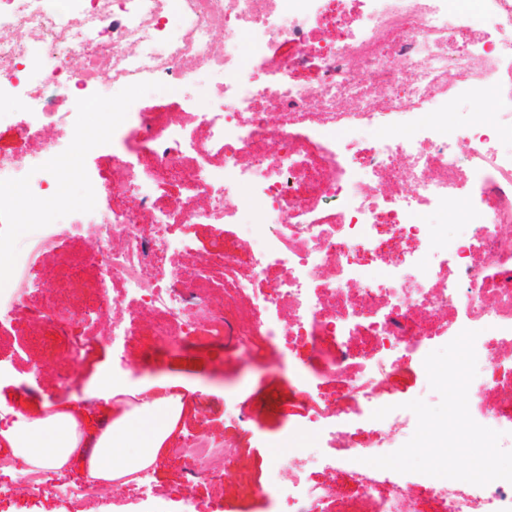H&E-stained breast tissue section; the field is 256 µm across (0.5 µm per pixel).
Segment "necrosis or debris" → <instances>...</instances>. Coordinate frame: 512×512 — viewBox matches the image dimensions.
Wrapping results in <instances>:
<instances>
[{"mask_svg":"<svg viewBox=\"0 0 512 512\" xmlns=\"http://www.w3.org/2000/svg\"><path fill=\"white\" fill-rule=\"evenodd\" d=\"M0 0V118L24 109L36 152L0 151V324L23 304L41 253L89 236L101 275V323L92 336L119 361L139 317L177 322L162 345L207 335L249 348L254 338L289 352L325 340L324 374L344 393L315 391L298 370L289 414L315 422L320 443L271 456L265 491L282 512H331L344 478L376 512H512V483L478 486L367 465L417 427L397 409L367 444L337 430V416L385 400L405 364L423 361L446 319L474 330L477 390L512 347V0ZM323 32L309 36L311 28ZM114 90L100 121L102 88ZM199 88L204 109L187 131L177 115L141 111L147 89ZM67 100L65 111L48 97ZM491 100L490 117L448 112ZM129 135L138 164L100 179L73 148ZM467 162H460V154ZM78 189L58 222L42 200L60 182ZM170 182L179 193L160 204ZM258 208L245 216L238 198ZM461 231H450L453 223ZM245 224L251 270L235 291L269 313L255 335L230 338L223 313L196 284L205 268L180 257L197 224ZM381 268L382 278L371 277ZM248 433L204 434L179 449L191 477L223 481ZM321 481H312L315 471ZM52 487L73 512L95 491L45 469L0 473V495Z\"/></svg>","mask_w":512,"mask_h":512,"instance_id":"1","label":"necrosis or debris"}]
</instances>
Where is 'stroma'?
Returning <instances> with one entry per match:
<instances>
[{
  "label": "stroma",
  "instance_id": "35a3bbf8",
  "mask_svg": "<svg viewBox=\"0 0 512 512\" xmlns=\"http://www.w3.org/2000/svg\"><path fill=\"white\" fill-rule=\"evenodd\" d=\"M139 154V145L132 141L113 147H79L74 152L91 173L104 179L112 176L114 156L133 163ZM188 234L193 248L182 255V263L193 266L210 260L209 279L215 284L211 291L213 307L228 316L234 327L252 331L254 324L265 321L267 315L262 311L248 317L236 314L231 293L233 279L225 275L216 258L223 250L235 252L240 265H247V254L238 251L237 226L199 224L189 229ZM91 247V240L85 237L62 238L54 251L41 256L38 264L39 277L53 282L52 298L66 311L67 323L54 328L36 322L32 311L44 295L33 289L12 321L0 328V362L5 365L0 371V408L27 415L49 399L58 403L77 402L91 422L106 413L108 404L98 397L97 389L112 368L109 344H93L77 368L67 356L68 349L82 339L86 313L96 309L95 284L100 270L86 262ZM175 328V322L161 310L138 321L128 346V355L134 362L128 376L136 383L170 380L190 386L205 395L208 418L199 421L195 400L186 401L175 429L164 443L167 459L153 475L155 494L141 504V512H173V497L180 492L192 494L204 504L222 507L224 512H279L278 504L262 491L272 446L288 434L293 435L295 446L315 445L312 423L288 419L282 411L297 388L293 368L298 365L314 374L324 393L342 392V382L322 376L323 358L308 348L294 357L282 345L263 342L254 351L227 349L205 339L172 354L158 348V336ZM427 383L424 365L409 363L394 376L392 396L403 403L420 399L430 405L438 404L439 394L427 390ZM229 403L247 409L244 427L253 436L251 447L243 449L240 457V464L250 478L251 489L246 493L237 491V476L233 473L220 483L188 480L184 463L176 452L184 437L195 432L223 437L224 408Z\"/></svg>",
  "mask_w": 512,
  "mask_h": 512
}]
</instances>
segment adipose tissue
<instances>
[{"mask_svg": "<svg viewBox=\"0 0 512 512\" xmlns=\"http://www.w3.org/2000/svg\"><path fill=\"white\" fill-rule=\"evenodd\" d=\"M100 392L114 405L94 432L84 433L86 416L78 407L47 402L36 416L0 431V446L31 467L80 463L98 485L152 465L180 417L186 392L168 383H148L135 389L143 397L138 404L121 401L120 388L108 382Z\"/></svg>", "mask_w": 512, "mask_h": 512, "instance_id": "ef3b65f1", "label": "adipose tissue"}]
</instances>
